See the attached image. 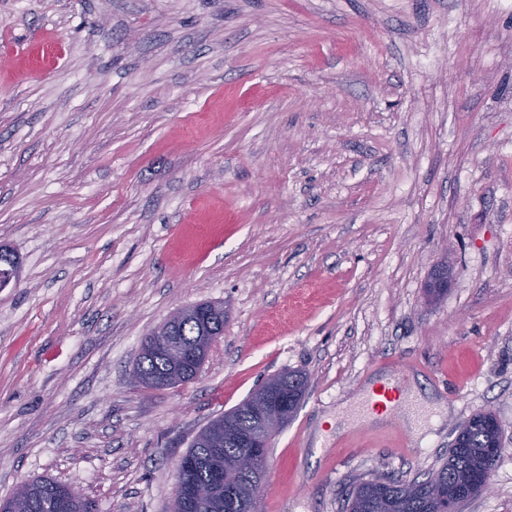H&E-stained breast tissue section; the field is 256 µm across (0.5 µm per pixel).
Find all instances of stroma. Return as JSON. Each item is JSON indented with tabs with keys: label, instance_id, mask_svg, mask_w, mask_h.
I'll return each mask as SVG.
<instances>
[{
	"label": "stroma",
	"instance_id": "stroma-1",
	"mask_svg": "<svg viewBox=\"0 0 512 512\" xmlns=\"http://www.w3.org/2000/svg\"><path fill=\"white\" fill-rule=\"evenodd\" d=\"M0 56V501L172 512L197 433L290 369L264 512H345L485 409L505 448L461 512H512V0H0ZM202 302L197 377L138 386ZM394 382L419 436L364 419ZM150 335L145 337L143 353H141L136 363L134 376L141 380L140 384H142L143 387L154 389L153 380L159 379L164 374L168 373L170 367L162 353L158 352L153 355L147 353L146 344ZM25 493L15 491L0 504L1 512H91L79 492L70 486L48 479L27 480Z\"/></svg>",
	"mask_w": 512,
	"mask_h": 512
}]
</instances>
